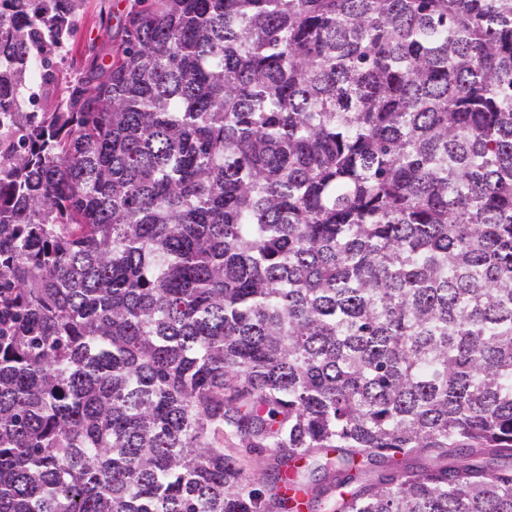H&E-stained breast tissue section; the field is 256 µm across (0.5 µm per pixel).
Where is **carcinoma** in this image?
Instances as JSON below:
<instances>
[{
  "instance_id": "cac0c4a2",
  "label": "carcinoma",
  "mask_w": 512,
  "mask_h": 512,
  "mask_svg": "<svg viewBox=\"0 0 512 512\" xmlns=\"http://www.w3.org/2000/svg\"><path fill=\"white\" fill-rule=\"evenodd\" d=\"M8 2L0 512H512V0ZM130 0H87L81 15L78 30L73 42L62 51L59 65L58 82L50 101L57 102L64 93L66 83L77 77L82 70L89 47L101 46L107 39L106 28L111 26L112 44L116 39L122 20L120 16L126 10Z\"/></svg>"
}]
</instances>
